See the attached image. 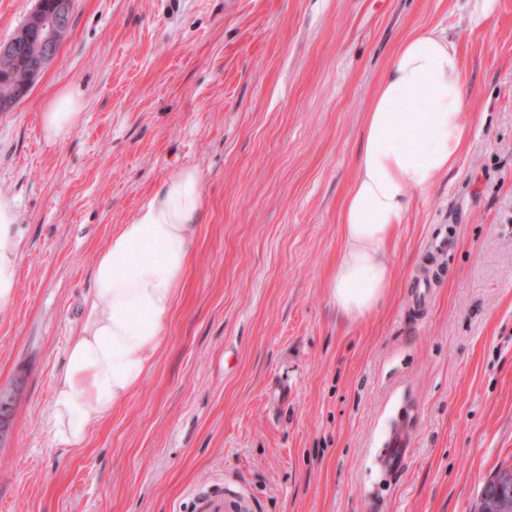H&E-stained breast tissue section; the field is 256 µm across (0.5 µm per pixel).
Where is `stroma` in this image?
Segmentation results:
<instances>
[{"mask_svg": "<svg viewBox=\"0 0 512 512\" xmlns=\"http://www.w3.org/2000/svg\"><path fill=\"white\" fill-rule=\"evenodd\" d=\"M467 0H76L29 95L0 112V192L22 261L0 311V512H191L217 482L257 512H471L512 465V0L469 32ZM460 36L473 134L413 193L397 286L347 321L329 297L363 115L424 23ZM85 118L49 148L59 87ZM206 205L153 369L81 448L45 430L89 312L94 257L182 167ZM442 272L429 310L414 278ZM400 472L380 465L395 427ZM85 101L76 85L59 88L40 112L42 136L49 146L64 143L81 125Z\"/></svg>", "mask_w": 512, "mask_h": 512, "instance_id": "obj_1", "label": "stroma"}]
</instances>
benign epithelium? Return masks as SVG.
<instances>
[{
  "instance_id": "obj_1",
  "label": "benign epithelium",
  "mask_w": 512,
  "mask_h": 512,
  "mask_svg": "<svg viewBox=\"0 0 512 512\" xmlns=\"http://www.w3.org/2000/svg\"><path fill=\"white\" fill-rule=\"evenodd\" d=\"M75 0H56L53 10L47 9L45 0H38L28 25L18 30L10 41L0 45V71L10 73L20 66L26 80L18 87L15 101L24 99L58 54L61 43L70 31L68 19ZM32 41L40 43V50L27 54L26 46Z\"/></svg>"
}]
</instances>
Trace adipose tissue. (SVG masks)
Masks as SVG:
<instances>
[{
  "label": "adipose tissue",
  "instance_id": "adipose-tissue-1",
  "mask_svg": "<svg viewBox=\"0 0 512 512\" xmlns=\"http://www.w3.org/2000/svg\"><path fill=\"white\" fill-rule=\"evenodd\" d=\"M84 107L79 86L59 88L40 112L45 142L64 143ZM472 130L459 39L419 27L394 51L363 117L358 174L340 211L342 250L329 277L339 315L354 320L385 301L395 280L390 246L412 193L456 167ZM204 208L201 170L180 168L97 252L88 317L54 380L46 419L54 444L82 447L147 378ZM21 260L16 204L0 194V310L15 300Z\"/></svg>",
  "mask_w": 512,
  "mask_h": 512
}]
</instances>
